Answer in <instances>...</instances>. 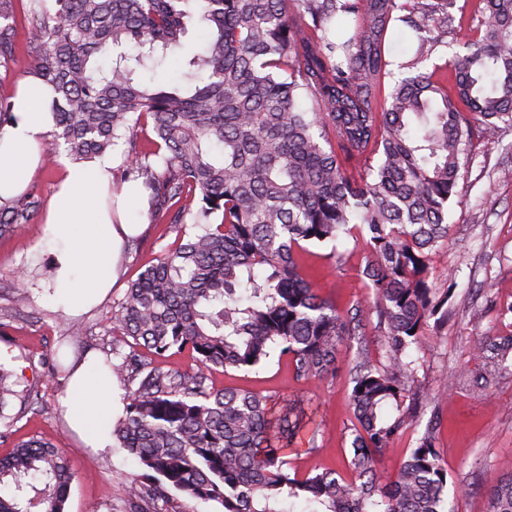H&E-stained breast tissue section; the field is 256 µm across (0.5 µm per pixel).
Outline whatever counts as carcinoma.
<instances>
[{
	"label": "carcinoma",
	"mask_w": 512,
	"mask_h": 512,
	"mask_svg": "<svg viewBox=\"0 0 512 512\" xmlns=\"http://www.w3.org/2000/svg\"><path fill=\"white\" fill-rule=\"evenodd\" d=\"M482 3L476 35L448 61L450 86L424 64L454 0H0V66L15 61L20 18L27 73L53 93L52 146L85 161L128 138L112 193L142 181L150 222L177 233L104 327L129 346L109 363L111 374L136 385L111 430L144 470L127 485L132 512L164 499V487L224 512H281L284 498L315 505L311 512H447L448 471L432 430L394 479L374 475L376 453L415 423L409 348L448 303L429 285L430 255L448 245L471 119L489 141L512 129V0ZM195 22L206 44L180 78L141 81V70L184 49ZM398 22L417 47L380 109L386 39ZM129 45L135 51H124ZM140 131L150 132L141 144ZM367 155L376 164L343 167ZM42 204L33 188L0 206V237L21 232ZM341 232L373 256L363 270L373 301L351 317L316 293L299 261L305 245ZM372 313L384 328L385 361L359 355L352 364L355 478L325 470L300 479L284 459L305 429L295 406L275 417L269 397L208 381L255 368L276 350L296 379L322 380ZM469 350L503 362L512 336H482ZM186 351L188 370L162 362ZM18 386L0 362L5 428L8 398L41 399ZM72 481L65 449L22 441L0 457V512H65ZM489 512H512V476L490 492Z\"/></svg>",
	"instance_id": "obj_1"
}]
</instances>
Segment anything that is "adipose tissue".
Here are the masks:
<instances>
[{
    "mask_svg": "<svg viewBox=\"0 0 512 512\" xmlns=\"http://www.w3.org/2000/svg\"><path fill=\"white\" fill-rule=\"evenodd\" d=\"M52 93L40 79L19 80L13 99L14 124L0 129V205L23 193L38 172L53 128ZM62 172L51 196L45 224L54 245V291L47 304L77 313L102 300L115 281L124 243L140 225L127 214L143 209L141 183L126 185L117 212L106 200L111 188V156L74 163L61 159ZM62 406L71 428L90 447L112 443V416L121 408L120 390L103 359L91 356L73 372Z\"/></svg>",
    "mask_w": 512,
    "mask_h": 512,
    "instance_id": "obj_1",
    "label": "adipose tissue"
}]
</instances>
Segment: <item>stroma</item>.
<instances>
[{
  "label": "stroma",
  "instance_id": "obj_1",
  "mask_svg": "<svg viewBox=\"0 0 512 512\" xmlns=\"http://www.w3.org/2000/svg\"><path fill=\"white\" fill-rule=\"evenodd\" d=\"M479 10V0H456L453 14L460 31L454 36L436 29L441 46L435 63L462 52L477 27ZM462 173L448 211L449 243L430 260L437 287L452 291L451 314L444 328L425 327L418 346L411 349L418 366L417 388L434 401L421 409L416 424L395 447L377 454L376 469L380 477L395 476L410 448L417 446L425 430H433L448 469V501L454 512H488L489 490L512 476V369L471 358L469 344L481 336L512 334V131L492 142L474 133ZM132 220L144 231L124 246L111 292L76 316L43 301L54 261L43 217H36L20 235L0 238V306L18 293V268L30 266L35 276L22 317L11 319L7 335L0 337V359L25 381L38 383L43 397L34 408L11 401L6 412L15 422L0 438V456L30 438L66 449L75 474L66 512H126L124 488L142 472L137 459L124 449L87 448L61 410L66 382L50 380L57 348H64L69 361L90 351L111 357L112 339L104 327L113 306L140 268L155 262L175 240V232L150 223L147 213L135 214ZM33 250L38 259L32 264L27 256ZM300 258L318 294L340 311L371 301L362 275L371 255L355 238L344 235L333 244L308 245ZM75 322L83 325L82 336L61 346L66 328ZM384 350L385 338L372 315L365 320L362 335L342 353L335 374L324 380H296L286 359L274 355L256 370L216 373L212 381L218 388L262 393L279 406L303 407L314 441L289 446L290 471L304 477L333 469L349 479L354 418L348 361L361 352L377 364L383 362Z\"/></svg>",
  "mask_w": 512,
  "mask_h": 512
}]
</instances>
